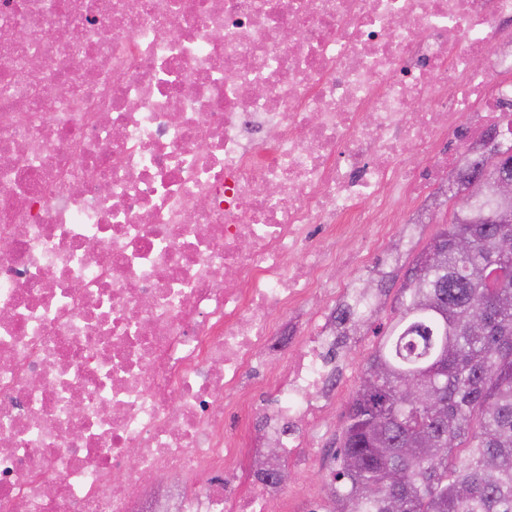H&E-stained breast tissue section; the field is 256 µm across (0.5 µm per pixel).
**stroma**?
<instances>
[{
  "instance_id": "35a3bbf8",
  "label": "stroma",
  "mask_w": 512,
  "mask_h": 512,
  "mask_svg": "<svg viewBox=\"0 0 512 512\" xmlns=\"http://www.w3.org/2000/svg\"><path fill=\"white\" fill-rule=\"evenodd\" d=\"M456 200L448 196L447 184H440L436 193L420 199L399 203L400 223L391 225V242L382 251L369 254L365 264L351 262V255L364 252L366 235L346 237L341 245L346 259L325 273V285L305 303L279 318L277 336L285 349L296 347L312 323H332L338 306L345 297L337 286L354 288L361 284L379 283L387 278L402 284L404 274L422 249L452 220ZM396 292L381 293L380 308L370 323L343 328L336 339V387L321 397L326 418L318 429L306 433L305 448L293 465L285 470L283 493L272 501L270 512H308L310 505L324 507L326 489L334 467L333 452L348 403L355 393L366 361L380 341L375 326L388 323L393 316Z\"/></svg>"
}]
</instances>
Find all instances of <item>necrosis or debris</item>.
<instances>
[{"mask_svg":"<svg viewBox=\"0 0 512 512\" xmlns=\"http://www.w3.org/2000/svg\"><path fill=\"white\" fill-rule=\"evenodd\" d=\"M510 20L512 0H0V512H268L224 418L260 413L290 458L320 422L326 326L285 376L256 353L339 262L315 236L379 247L394 198L456 166L447 136L512 130V43L473 65ZM255 375L259 407L237 395Z\"/></svg>","mask_w":512,"mask_h":512,"instance_id":"1","label":"necrosis or debris"}]
</instances>
